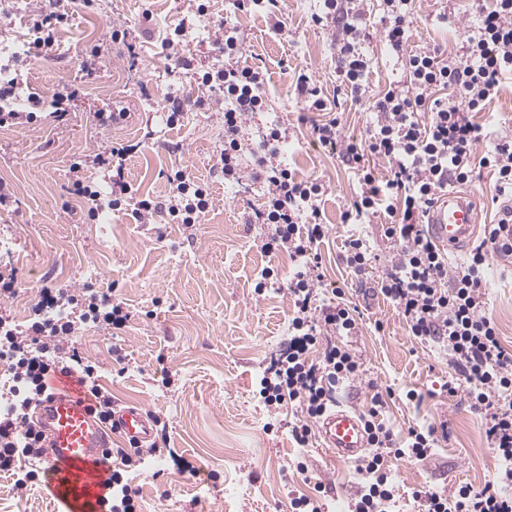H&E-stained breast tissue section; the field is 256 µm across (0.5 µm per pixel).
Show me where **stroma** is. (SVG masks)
Segmentation results:
<instances>
[{
	"mask_svg": "<svg viewBox=\"0 0 512 512\" xmlns=\"http://www.w3.org/2000/svg\"><path fill=\"white\" fill-rule=\"evenodd\" d=\"M44 10L67 15L56 33L52 56L15 60L29 32L24 0H0L12 22L0 26V64L16 72L23 93L48 95L59 83L75 85L77 99L64 119L42 110L35 126L0 130V181L13 190L9 207L0 209V275L15 278L17 293L0 300V312L25 325L45 288H79L80 271L93 268L95 289L122 303L126 327L110 335L88 325L77 340L82 356L99 367V381L117 403L138 405L166 423L167 440L144 466L127 477L139 491L140 512H279L296 497L322 484V512H346L363 481L359 461L328 460L319 444L297 447L291 428L296 408L265 406L259 381L270 359L288 339L295 297L288 256L270 258L255 242L261 227L247 221L261 208L263 190L251 179L255 160L241 159L242 182L224 184L219 153L224 125L197 100L195 72L221 64L220 50L208 37L214 24L232 18L243 39L242 64L265 72L267 107L252 126L287 128L288 166L298 177L327 186L324 222L329 230L317 244L324 286L319 299L341 291L361 316L360 335L331 332L321 343L351 348L361 368L336 388L337 397L367 413L375 393L387 394L382 416L397 439L409 430L447 424L449 438L438 440L423 461L385 453L384 466L398 487L389 512H418L416 492L450 490L465 482L479 491L496 485L500 461L485 429L490 412L475 408L465 392L449 395L455 364L447 349L411 335L395 305L378 292L385 258L396 248L381 230L385 218L374 214L344 223L342 214L357 190L349 164L315 142L300 121L292 76L308 69L326 100L341 102V132L350 139L367 135L371 96L402 80L404 66L386 46L378 12L369 18L370 37L360 49L369 61V98L341 95L331 34L315 25L319 0H283L277 16L234 11L230 0H210L205 18L189 30L186 65L167 60L163 41L181 19L195 11L194 0H42ZM409 48L413 51L460 49L479 9L478 0H412ZM282 21L288 33L275 35ZM128 31L111 40L112 30ZM102 45L104 65L95 72L82 63L94 45ZM179 104L183 120L166 125L164 115ZM125 112L117 124L98 113ZM131 146L124 178L135 194L161 200L168 174L185 166L210 184L213 206L198 224H175L156 213L140 224L130 211L90 219L83 199L72 195L74 164L89 165L113 145ZM494 176L475 168L466 190L479 212L477 241L485 226L497 223ZM366 241L369 266L358 275L347 266L345 245ZM268 278H261L262 269ZM264 293H256L257 283ZM485 312L497 323L503 345L512 350V272L486 266ZM414 399H407V392ZM182 455L194 473L179 472L172 454ZM44 483L14 487L0 474V512H53Z\"/></svg>",
	"mask_w": 512,
	"mask_h": 512,
	"instance_id": "stroma-1",
	"label": "stroma"
}]
</instances>
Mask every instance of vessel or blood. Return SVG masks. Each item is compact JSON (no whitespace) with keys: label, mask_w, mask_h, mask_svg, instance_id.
<instances>
[{"label":"vessel or blood","mask_w":512,"mask_h":512,"mask_svg":"<svg viewBox=\"0 0 512 512\" xmlns=\"http://www.w3.org/2000/svg\"><path fill=\"white\" fill-rule=\"evenodd\" d=\"M427 224L442 249L463 248L476 231L471 194L458 190L440 194L427 213ZM33 419L41 433L42 462L56 512H103L105 504L97 498L95 484L109 469L105 452L113 435L143 444L155 434L154 421L137 406L115 408L111 424L102 423L83 389L66 382L42 395ZM317 433L324 449L339 461L355 460L367 448L362 414L339 402L319 419Z\"/></svg>","instance_id":"b4317fda"}]
</instances>
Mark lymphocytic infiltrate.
I'll list each match as a JSON object with an SVG mask.
<instances>
[{"label":"lymphocytic infiltrate","instance_id":"f902f5d3","mask_svg":"<svg viewBox=\"0 0 512 512\" xmlns=\"http://www.w3.org/2000/svg\"><path fill=\"white\" fill-rule=\"evenodd\" d=\"M407 0H377L385 21L389 48L405 60L403 84L388 87L375 100L372 127L364 140L342 136L338 118L312 126L313 137L352 164L360 185L350 210L355 215L385 212L386 238L398 242L379 287L404 316L413 336L427 337L447 345L469 385L467 395L474 406L490 408L486 436L501 462L497 488L473 491L462 485L451 491L418 492L421 512H512V353L501 344L495 321L486 315L483 272L497 239L512 236V227L497 224L486 242L477 246L466 262L449 268L444 255L427 234L428 209L448 185H464L474 166L491 169L497 194L512 193V136H495L475 122L478 112L512 76V0H491L482 7L473 30L465 37L461 52L439 49L409 52L410 21ZM366 0H321L316 24L329 27L337 49L336 75L353 99L367 92L369 63L359 46L367 36ZM64 14L33 11L30 36L23 54L38 59L51 54L55 32ZM224 55V63L198 73L197 91L224 123L221 171L226 184L240 181V158L250 151L255 158L254 178L264 187V203L255 211L254 223L262 225L267 256L287 253L295 264L291 282L295 312L289 325L290 338L279 359L260 381V397L267 406L296 404L300 419L291 435L299 447L312 437L311 420L326 411L333 388L340 380L356 376L360 364L351 350L331 346L320 363L310 362L308 352L325 327L340 336L360 333L357 310L328 299L312 300L322 286L323 273L314 244L321 242L328 227L322 221L326 187L317 180L298 178L289 169L282 146L286 131L271 126L258 139L246 138L247 124L267 102L265 76L260 67L242 64V41L236 27L221 22L209 32ZM18 79L0 66V129L32 124L43 105H51L56 117H65L78 91L70 84H57L49 97L32 93L25 105H17ZM426 121H419V114ZM389 163L388 175H379L366 164V157ZM165 203L145 198L135 200L134 218L147 224L158 208H165L177 224H197L208 211L212 196L206 184L186 168L168 178ZM27 327L15 325L0 313V361L5 362L15 385L0 406V473L9 475L15 487L36 483L40 448L38 433L18 418L42 395L46 380L59 370L75 372L86 388V397L100 420L112 419V394L98 379L95 364L83 358L75 342L85 325L93 323L114 331L128 321L121 303L98 295L91 286L51 291L43 289ZM385 406L374 395L365 421L372 455L361 465L368 480L359 490L350 512H387L395 486L384 468L382 449L395 445L394 434L380 420Z\"/></svg>","mask_w":512,"mask_h":512}]
</instances>
